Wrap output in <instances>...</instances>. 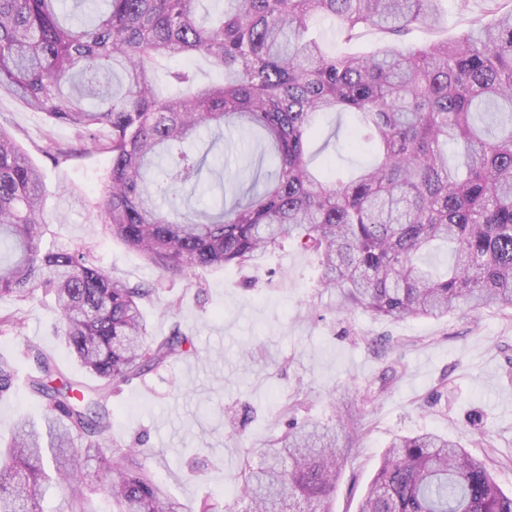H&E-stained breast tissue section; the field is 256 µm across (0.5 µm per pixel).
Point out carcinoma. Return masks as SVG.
Instances as JSON below:
<instances>
[{"label":"carcinoma","instance_id":"carcinoma-1","mask_svg":"<svg viewBox=\"0 0 512 512\" xmlns=\"http://www.w3.org/2000/svg\"><path fill=\"white\" fill-rule=\"evenodd\" d=\"M59 0H0V97L75 130L83 150L111 155L98 210L113 236L166 274L257 265L293 242L319 257V285L340 310L380 318L439 319L496 308L512 313V0H485L490 19L455 39L404 44L437 22L441 0H101L85 19ZM346 41L382 34L367 55L328 53L313 15ZM204 57L224 83L171 97L157 85L161 58ZM326 112L348 113L376 159L355 177L319 176L307 146ZM207 128L264 132L271 171L231 207L165 212L156 194L196 187L205 164L193 143ZM43 176L0 128V298H51L73 359L97 380H69L55 358L29 348L28 388L43 424L18 420L0 448V512H43L61 489L67 512H88L84 480L117 512H190L152 475L141 448L112 447V389L188 352L180 330L153 335L143 313L152 289L119 280L84 244L45 250ZM447 246L434 273L420 256ZM24 320L0 315V333ZM14 363L0 356V396ZM339 430L289 419L253 465L232 476L244 512H330L361 431L343 408ZM358 512H512L487 465L436 433L398 435Z\"/></svg>","mask_w":512,"mask_h":512}]
</instances>
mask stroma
Wrapping results in <instances>:
<instances>
[{"mask_svg": "<svg viewBox=\"0 0 512 512\" xmlns=\"http://www.w3.org/2000/svg\"><path fill=\"white\" fill-rule=\"evenodd\" d=\"M441 8L439 26L413 29L405 42L452 39L485 16L484 0H441ZM347 125V117L335 114L322 122L320 158L328 169L348 172L361 162L345 147ZM0 128L44 174L47 241L87 244L114 277L155 288L145 308L153 334L178 327L192 341L189 355L112 395L114 444L149 448L157 480L183 503L195 507L207 499L226 512L234 498L230 475L243 456H259L281 434L285 408L332 426L347 396L367 431L342 474L333 512H356L389 441L421 432L489 456L498 484L512 492V316L485 310L388 321L361 311L344 314L339 293L318 285L317 256L289 245L257 267L165 275L101 222L97 203L109 154L55 164V146L73 144V130L49 126L43 113L10 96L0 98ZM237 144L226 153L224 141L206 131L199 150L222 155L230 170L266 172L265 139L243 137ZM171 300L178 303L174 312L161 313ZM1 314L24 319L21 334H0V356L16 364L15 386L0 396V437L6 439L21 415L42 412L27 384L37 371L28 345L53 355L68 375L87 383L92 377L70 358L46 306L6 296Z\"/></svg>", "mask_w": 512, "mask_h": 512, "instance_id": "35a3bbf8", "label": "stroma"}]
</instances>
